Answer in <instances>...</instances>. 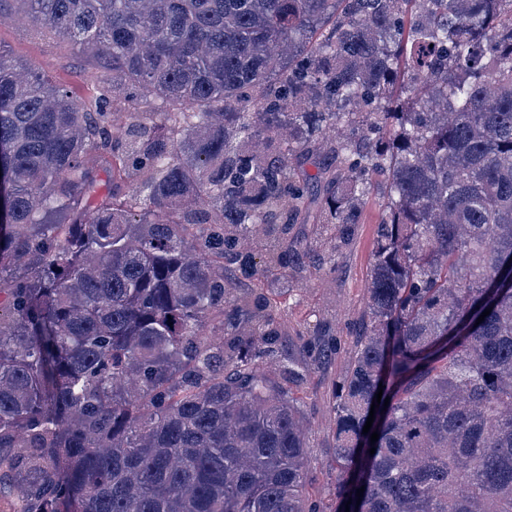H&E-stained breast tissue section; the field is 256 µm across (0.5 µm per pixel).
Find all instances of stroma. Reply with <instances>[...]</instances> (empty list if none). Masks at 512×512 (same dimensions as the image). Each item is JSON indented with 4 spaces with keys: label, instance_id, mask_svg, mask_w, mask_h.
<instances>
[{
    "label": "stroma",
    "instance_id": "stroma-1",
    "mask_svg": "<svg viewBox=\"0 0 512 512\" xmlns=\"http://www.w3.org/2000/svg\"><path fill=\"white\" fill-rule=\"evenodd\" d=\"M0 49L14 59L33 64L49 79L80 96L92 94L93 75L106 72L102 57L79 50L48 27L24 21L16 0H0ZM380 221L377 202H369L358 226L355 246L337 259L334 272L311 279L302 289L274 284L269 296L288 327L302 325L326 310L336 315L341 328L347 329V344L355 343L356 338L349 330L359 324L365 313L370 263ZM344 364V358L332 360L312 371L294 391L310 419L311 471L307 493L314 499L328 498L336 483V435L325 419V412Z\"/></svg>",
    "mask_w": 512,
    "mask_h": 512
}]
</instances>
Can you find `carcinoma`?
Here are the masks:
<instances>
[{"mask_svg": "<svg viewBox=\"0 0 512 512\" xmlns=\"http://www.w3.org/2000/svg\"><path fill=\"white\" fill-rule=\"evenodd\" d=\"M21 2L112 76L82 97L0 52V495L512 512V0ZM373 197L332 510L291 386L341 330L290 352L266 288L331 271Z\"/></svg>", "mask_w": 512, "mask_h": 512, "instance_id": "carcinoma-1", "label": "carcinoma"}]
</instances>
